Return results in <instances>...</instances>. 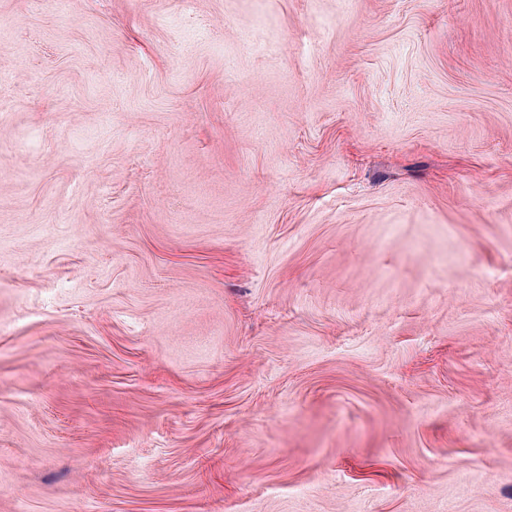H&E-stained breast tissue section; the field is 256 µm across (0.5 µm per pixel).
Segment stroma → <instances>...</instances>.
Masks as SVG:
<instances>
[{
    "label": "stroma",
    "instance_id": "stroma-1",
    "mask_svg": "<svg viewBox=\"0 0 512 512\" xmlns=\"http://www.w3.org/2000/svg\"><path fill=\"white\" fill-rule=\"evenodd\" d=\"M0 512H512V0H0Z\"/></svg>",
    "mask_w": 512,
    "mask_h": 512
}]
</instances>
